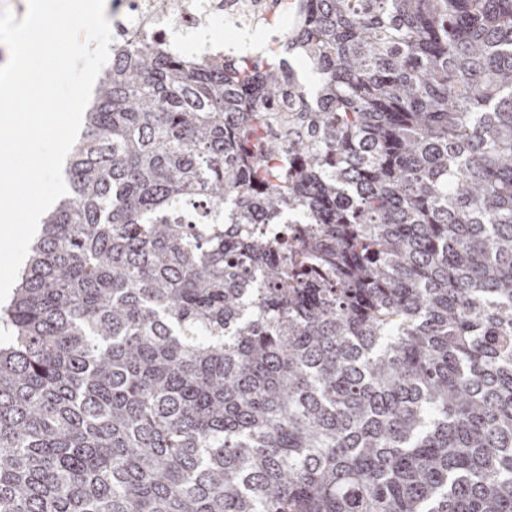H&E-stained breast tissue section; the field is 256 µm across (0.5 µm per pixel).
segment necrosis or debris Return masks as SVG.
<instances>
[{"label":"necrosis or debris","instance_id":"obj_1","mask_svg":"<svg viewBox=\"0 0 512 512\" xmlns=\"http://www.w3.org/2000/svg\"><path fill=\"white\" fill-rule=\"evenodd\" d=\"M285 0H114L111 46L149 38L171 55L207 57L222 53L225 38L269 34L274 46L287 42Z\"/></svg>","mask_w":512,"mask_h":512}]
</instances>
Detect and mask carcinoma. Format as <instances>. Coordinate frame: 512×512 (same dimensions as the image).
<instances>
[{
    "label": "carcinoma",
    "mask_w": 512,
    "mask_h": 512,
    "mask_svg": "<svg viewBox=\"0 0 512 512\" xmlns=\"http://www.w3.org/2000/svg\"><path fill=\"white\" fill-rule=\"evenodd\" d=\"M295 23L306 82L112 56L4 313L0 512H512V0Z\"/></svg>",
    "instance_id": "obj_1"
}]
</instances>
